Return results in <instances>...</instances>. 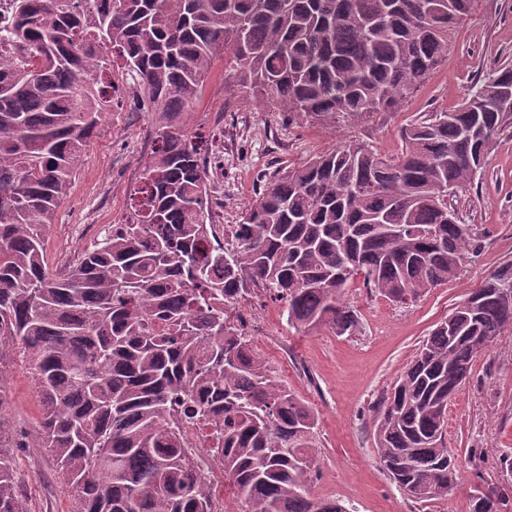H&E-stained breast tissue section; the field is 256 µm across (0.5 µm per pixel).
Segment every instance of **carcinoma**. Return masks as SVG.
Segmentation results:
<instances>
[{"label":"carcinoma","mask_w":512,"mask_h":512,"mask_svg":"<svg viewBox=\"0 0 512 512\" xmlns=\"http://www.w3.org/2000/svg\"><path fill=\"white\" fill-rule=\"evenodd\" d=\"M474 0H9L0 17V369L20 358L43 405L41 447L78 512H216L170 407L212 425L210 453L240 512H349L314 499L312 408L268 374L229 311L262 288L300 331L360 332L355 276L406 305L458 273L473 241L448 198L472 184L512 123V66L458 108L423 112L389 157L348 141L265 179L231 240L211 222L205 144L183 114L219 58L296 120L399 108L448 59ZM156 116L130 214L68 275L45 241L116 93ZM512 326V262L467 293L374 406V442L403 497L458 483L448 403ZM0 418V512H27ZM508 489L469 496L505 512Z\"/></svg>","instance_id":"obj_1"}]
</instances>
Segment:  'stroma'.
Segmentation results:
<instances>
[{
    "mask_svg": "<svg viewBox=\"0 0 512 512\" xmlns=\"http://www.w3.org/2000/svg\"><path fill=\"white\" fill-rule=\"evenodd\" d=\"M512 64V0H475L458 26L447 61L396 110L360 121L316 123L289 120L253 91L224 88V63L216 61L202 93L184 116L188 129L206 140V168L212 220L240 223L259 193L265 175L294 169L355 141L383 154L401 152V132L423 112L453 110L478 78ZM124 103L103 114L99 134L87 147L70 189L57 208L46 240L48 261L76 262L130 211L142 164L152 148L155 117L126 100L132 81L117 77ZM462 223L474 236L457 277L398 306L355 278L345 302L360 314L356 336L334 335L327 326L289 329L279 302L258 310L253 334L258 352L288 390L313 408L316 441L312 458L319 471L310 487L314 498L340 500L350 512H466L474 488L505 485L504 458H512V326L505 328L448 405L445 438L461 474L442 500L405 499L381 469L373 437L372 405L405 369L422 341L467 293L504 262H512V124L474 182L453 199ZM10 403L4 413L17 479L30 512H76L71 488L60 485L41 446V407L34 379L22 363L0 371Z\"/></svg>",
    "mask_w": 512,
    "mask_h": 512,
    "instance_id": "35a3bbf8",
    "label": "stroma"
}]
</instances>
